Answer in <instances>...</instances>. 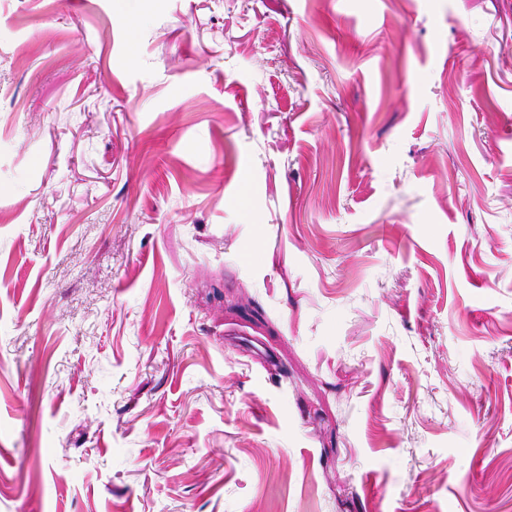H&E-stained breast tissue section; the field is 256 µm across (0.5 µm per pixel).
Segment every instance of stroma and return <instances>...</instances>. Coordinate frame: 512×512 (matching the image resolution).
<instances>
[{"instance_id": "1", "label": "stroma", "mask_w": 512, "mask_h": 512, "mask_svg": "<svg viewBox=\"0 0 512 512\" xmlns=\"http://www.w3.org/2000/svg\"><path fill=\"white\" fill-rule=\"evenodd\" d=\"M0 512H512V0H0Z\"/></svg>"}]
</instances>
